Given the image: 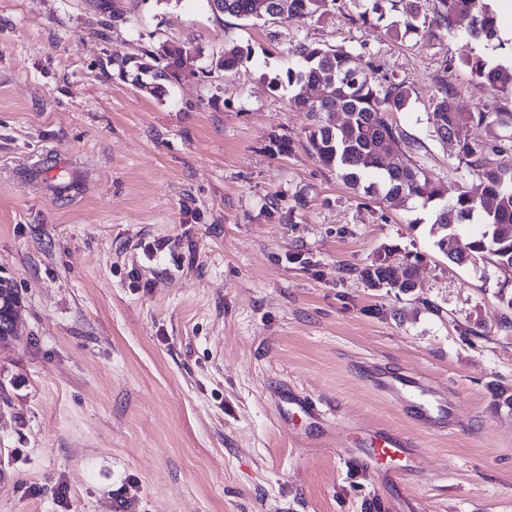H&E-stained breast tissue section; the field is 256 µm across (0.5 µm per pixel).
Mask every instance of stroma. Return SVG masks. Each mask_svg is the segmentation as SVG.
I'll list each match as a JSON object with an SVG mask.
<instances>
[{
    "instance_id": "35a3bbf8",
    "label": "stroma",
    "mask_w": 512,
    "mask_h": 512,
    "mask_svg": "<svg viewBox=\"0 0 512 512\" xmlns=\"http://www.w3.org/2000/svg\"><path fill=\"white\" fill-rule=\"evenodd\" d=\"M495 43L433 30L397 40L344 0L321 17L243 21L206 0H0V277L23 334L0 345V512H385L389 489L340 458L356 425L424 450L403 492L422 512H512V271L458 265L432 208L357 195L312 155V120L270 80L306 42L408 82L389 119L447 197L476 189L428 113L494 103L461 57L512 64V0ZM166 44L195 71L162 95L117 63ZM232 44L253 58L214 74ZM291 142L276 150V139ZM68 157L70 188L29 177ZM416 263L402 294L361 276L384 251ZM374 360L431 380L457 406L428 433L354 370ZM288 385L324 413L286 427Z\"/></svg>"
}]
</instances>
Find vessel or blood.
<instances>
[{
	"instance_id": "b4317fda",
	"label": "vessel or blood",
	"mask_w": 512,
	"mask_h": 512,
	"mask_svg": "<svg viewBox=\"0 0 512 512\" xmlns=\"http://www.w3.org/2000/svg\"><path fill=\"white\" fill-rule=\"evenodd\" d=\"M366 373L379 392L396 403L404 415L432 434L444 435L453 427L456 406L447 393L439 391L421 376L406 370L391 371L379 365L367 367ZM278 416L290 420L303 414L311 423L323 417L321 410L294 392H278ZM354 447L339 443L338 454L354 453L365 470L375 473L381 483L399 486L406 474L420 470L423 450L400 430L363 426L354 434Z\"/></svg>"
}]
</instances>
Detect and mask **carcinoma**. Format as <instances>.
Masks as SVG:
<instances>
[{"mask_svg":"<svg viewBox=\"0 0 512 512\" xmlns=\"http://www.w3.org/2000/svg\"><path fill=\"white\" fill-rule=\"evenodd\" d=\"M371 7L358 14L364 25L377 26L390 13L398 19L387 24L394 35L421 37L432 29H444L456 35L458 17L470 18L469 36L485 42L498 37L500 21L486 0H438L433 18L421 15L422 0H368ZM211 10L242 20L309 19L322 16L329 8L343 0H207ZM293 54L296 62L282 75L271 80V85L286 88L294 105L311 115L313 124L308 131L310 151L318 161L336 174L351 188L382 204L419 202L435 210L431 233L437 236L436 245L443 248L450 235V224H471L475 221L487 227L480 237L470 242V253L453 251L448 259L462 263L471 257L486 253L497 263L512 268V171L492 166L487 155L512 147V66L492 65L476 54L461 59L472 82L489 90L506 104L494 108L483 107L475 112H460L455 106V93L447 85H440L438 97L432 104L428 121L433 136L442 142L451 140L457 149L458 161L465 164L479 181L480 192H460L446 199L440 182L417 166L408 155L407 136L392 125L387 114L406 109L414 90L405 82L378 83L372 73L355 66L352 55L343 50L299 44ZM166 45L146 51L136 61H120L119 75L140 73L144 81L159 88L172 82L177 73L167 75L164 69L174 67L177 61L164 59ZM251 58V49L232 44L224 48V70L231 71ZM325 85L332 88V96L311 100L303 89ZM342 112L345 120L337 124L332 113ZM483 126L488 139L470 137L469 127ZM389 254L362 271L363 278L372 286L389 285L406 293L416 287L414 264L408 263L402 279L393 278L390 267L384 264ZM22 306V296L13 281L0 278V324L7 322Z\"/></svg>","mask_w":512,"mask_h":512,"instance_id":"cac0c4a2","label":"carcinoma"}]
</instances>
